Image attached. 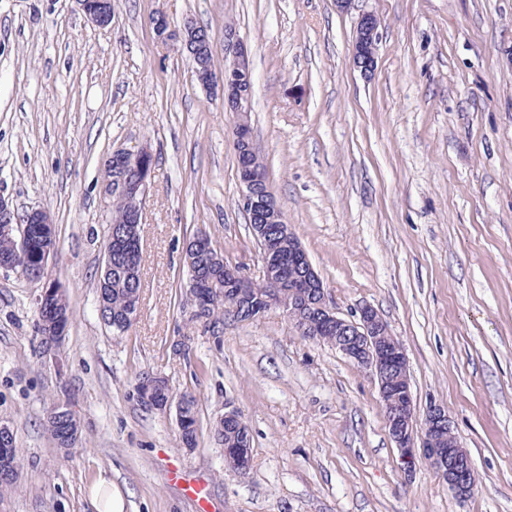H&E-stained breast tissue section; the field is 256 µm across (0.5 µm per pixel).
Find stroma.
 I'll list each match as a JSON object with an SVG mask.
<instances>
[{
	"label": "stroma",
	"mask_w": 512,
	"mask_h": 512,
	"mask_svg": "<svg viewBox=\"0 0 512 512\" xmlns=\"http://www.w3.org/2000/svg\"><path fill=\"white\" fill-rule=\"evenodd\" d=\"M207 26L213 66L233 27L253 71L255 146L283 219L343 316L372 306L402 343L419 408L448 412L477 485L459 500L424 462L404 474L378 387L272 310L187 324L186 241L205 232L259 278L231 125L186 52L150 23ZM376 66L353 63L362 12ZM148 147L143 290L131 328L96 312L113 151ZM0 196L48 210L49 278L72 317L58 349L35 327L43 284L0 268V421L23 468L0 512H95L111 480L125 512H512V0H0ZM189 339L190 354L173 347ZM197 398L198 443L141 404L142 374ZM81 424L71 457L44 429L56 402ZM233 406L251 464L224 465L213 423ZM82 10L92 23L106 27L112 22V1L79 0Z\"/></svg>",
	"instance_id": "1"
}]
</instances>
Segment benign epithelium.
<instances>
[{
	"mask_svg": "<svg viewBox=\"0 0 512 512\" xmlns=\"http://www.w3.org/2000/svg\"><path fill=\"white\" fill-rule=\"evenodd\" d=\"M82 10L92 23L106 27L112 22L110 0H79ZM151 24L158 38L183 49H192L199 57L213 55L210 36L186 20L181 25L171 24L163 13H156ZM379 18L366 11L359 17L353 49V61L362 74L375 67V41ZM224 41L233 50V60L224 66L221 75L208 71L200 80L205 90L220 92L224 110L235 117L233 136L239 154V181L243 186L242 206L257 221L255 238L261 243L263 271L266 280L276 282L288 263L298 269L288 283V305L283 296L270 292L252 306L253 317L259 318L271 310H280L290 322L299 325L308 338L332 333L336 336V349L357 367L367 372L378 386L390 436L399 453L404 472L410 473L418 461L428 462L439 477L459 499L466 500L475 488L472 462L456 436L452 421L443 406L431 403L424 412L417 410L409 381V367L403 346L395 339L386 338L389 328L379 313L370 306L356 309L350 318L343 317L330 302L328 289L302 244L291 228L285 224L280 205L275 198L266 172L254 161L255 148L248 117L252 111L253 75L247 53L234 40L232 29L224 30ZM154 157L145 148L136 151L116 150L110 156L106 171L105 194L124 201L127 224H140L149 188ZM52 218L45 209H35L18 215L12 203L0 197V232L13 236L21 249L28 248V225L50 224ZM278 225L279 232L288 236V258H283L268 246L266 225ZM55 248L49 242L43 245L42 269L33 279L44 281L38 300L48 301L60 292V287L48 280L49 262ZM224 282L228 288L214 298H224L227 310H236L250 300L252 280L232 264L224 265ZM164 378L149 375L138 388L140 398L155 409L176 407L177 421H182V396L168 394L162 405H157V389L163 387Z\"/></svg>",
	"mask_w": 512,
	"mask_h": 512,
	"instance_id": "7a95c632",
	"label": "benign epithelium"
}]
</instances>
